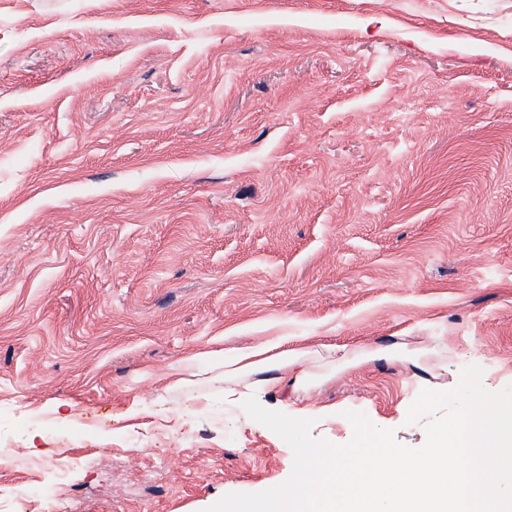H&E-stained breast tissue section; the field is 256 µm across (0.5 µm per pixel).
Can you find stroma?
Listing matches in <instances>:
<instances>
[{
	"label": "stroma",
	"instance_id": "obj_1",
	"mask_svg": "<svg viewBox=\"0 0 512 512\" xmlns=\"http://www.w3.org/2000/svg\"><path fill=\"white\" fill-rule=\"evenodd\" d=\"M257 396L407 447L421 390L512 384V0H0V491L204 512L293 452ZM280 343L249 347L227 356L223 351H211L204 354L208 369L216 377L236 380L264 373L273 369L301 374L306 371L310 357L315 353L310 348L286 349L271 354L280 347Z\"/></svg>",
	"mask_w": 512,
	"mask_h": 512
}]
</instances>
